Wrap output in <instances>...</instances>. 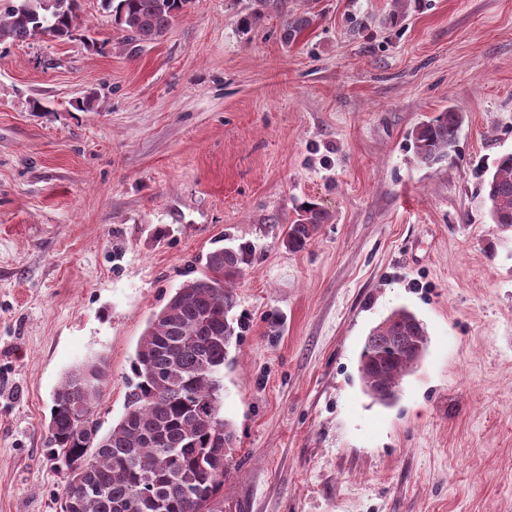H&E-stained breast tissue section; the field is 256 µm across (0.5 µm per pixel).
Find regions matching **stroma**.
I'll return each mask as SVG.
<instances>
[{
	"mask_svg": "<svg viewBox=\"0 0 512 512\" xmlns=\"http://www.w3.org/2000/svg\"><path fill=\"white\" fill-rule=\"evenodd\" d=\"M192 0L153 43L80 0L71 37L0 45V512H59L64 374L105 358L125 412L151 317L243 247L224 368L237 436L215 512H512V235L479 162L512 153V0ZM451 158L410 137L445 108ZM327 212L294 251L303 202ZM426 354L378 403L359 356L395 308ZM284 16V39L288 43L293 42L313 22V18L305 13H287Z\"/></svg>",
	"mask_w": 512,
	"mask_h": 512,
	"instance_id": "1",
	"label": "stroma"
}]
</instances>
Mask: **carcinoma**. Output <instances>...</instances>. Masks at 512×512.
Returning a JSON list of instances; mask_svg holds the SVG:
<instances>
[{
  "mask_svg": "<svg viewBox=\"0 0 512 512\" xmlns=\"http://www.w3.org/2000/svg\"><path fill=\"white\" fill-rule=\"evenodd\" d=\"M115 26L138 41L161 38L191 0H102ZM412 0H390L383 21L396 27ZM79 0H8L0 10V44L23 42L38 29L62 39L72 35ZM313 22L287 13L284 39L292 42ZM461 115L452 108L416 125L417 158L435 164L455 146ZM483 181L493 223L512 232V154L500 156ZM327 214L301 208L288 227V247L311 243ZM243 248L208 253L205 273L186 281L148 322L132 360L126 411L99 434L86 429L78 412L99 397L107 370L91 360L62 378L48 424L47 454L64 472L61 512H212L224 488L236 447L232 423L221 415L224 362L239 338L229 313L236 304L228 287L241 271ZM427 346V331L405 308L393 310L369 333L360 355L365 390L396 397L400 381L415 369Z\"/></svg>",
  "mask_w": 512,
  "mask_h": 512,
  "instance_id": "obj_1",
  "label": "carcinoma"
}]
</instances>
